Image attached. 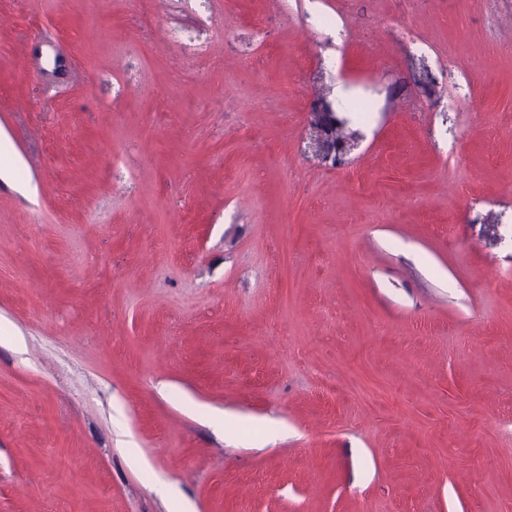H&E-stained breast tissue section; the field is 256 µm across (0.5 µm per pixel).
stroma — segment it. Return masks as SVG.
Returning a JSON list of instances; mask_svg holds the SVG:
<instances>
[{
  "label": "stroma",
  "mask_w": 512,
  "mask_h": 512,
  "mask_svg": "<svg viewBox=\"0 0 512 512\" xmlns=\"http://www.w3.org/2000/svg\"><path fill=\"white\" fill-rule=\"evenodd\" d=\"M0 135V512H512V0H0ZM311 114L315 117L316 125L323 136V148L326 151V158H332L336 162V157L345 150L346 145L341 140H336V128L344 122L338 120L335 116L331 104L326 102L314 103L311 107Z\"/></svg>",
  "instance_id": "1"
}]
</instances>
